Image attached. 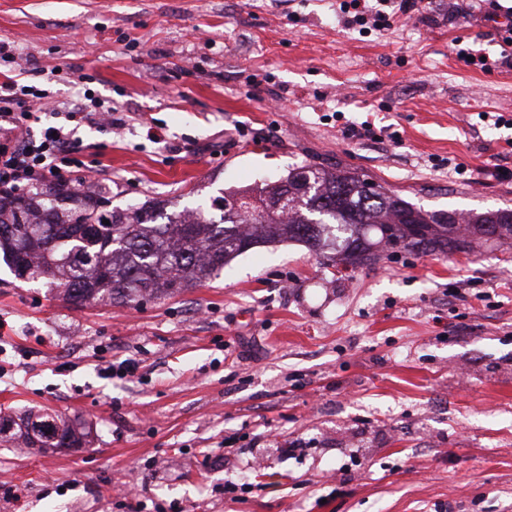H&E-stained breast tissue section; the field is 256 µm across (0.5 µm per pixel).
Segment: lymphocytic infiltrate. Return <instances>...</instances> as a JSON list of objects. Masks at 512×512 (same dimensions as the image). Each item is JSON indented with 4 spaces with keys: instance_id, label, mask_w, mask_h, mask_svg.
Here are the masks:
<instances>
[{
    "instance_id": "obj_1",
    "label": "lymphocytic infiltrate",
    "mask_w": 512,
    "mask_h": 512,
    "mask_svg": "<svg viewBox=\"0 0 512 512\" xmlns=\"http://www.w3.org/2000/svg\"><path fill=\"white\" fill-rule=\"evenodd\" d=\"M390 0H341L339 10L349 26L361 31L383 30L391 25L385 7ZM49 106L35 87L0 84V187L16 190L29 185L69 179L81 171L84 150L78 130L104 121L124 124L119 113L99 112L83 97L60 106L61 122L43 125Z\"/></svg>"
}]
</instances>
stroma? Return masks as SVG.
Segmentation results:
<instances>
[{
	"instance_id": "1",
	"label": "stroma",
	"mask_w": 512,
	"mask_h": 512,
	"mask_svg": "<svg viewBox=\"0 0 512 512\" xmlns=\"http://www.w3.org/2000/svg\"><path fill=\"white\" fill-rule=\"evenodd\" d=\"M498 4L431 0L362 34L336 0H0V83L126 113L79 131L114 208L171 215L311 164L480 213L512 207ZM472 43L492 71L458 60ZM363 121L375 139L345 135ZM29 411L91 443L1 442L0 512H512V239L353 270L283 242L80 308L0 262V412Z\"/></svg>"
}]
</instances>
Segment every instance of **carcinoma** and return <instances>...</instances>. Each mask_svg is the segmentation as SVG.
Returning <instances> with one entry per match:
<instances>
[{
    "instance_id": "cac0c4a2",
    "label": "carcinoma",
    "mask_w": 512,
    "mask_h": 512,
    "mask_svg": "<svg viewBox=\"0 0 512 512\" xmlns=\"http://www.w3.org/2000/svg\"><path fill=\"white\" fill-rule=\"evenodd\" d=\"M96 193L60 183L52 191L0 196V260L15 279L61 289L73 307L128 304L195 288L251 248L295 240L322 256L331 245L348 266L375 260L378 247L466 251L512 239V209L462 221L455 210H425L396 191L342 167L300 166L256 189L231 191L217 212L196 207L168 216L142 205L104 213ZM466 223L465 233L458 224ZM42 448H83V423L0 415L6 433Z\"/></svg>"
}]
</instances>
